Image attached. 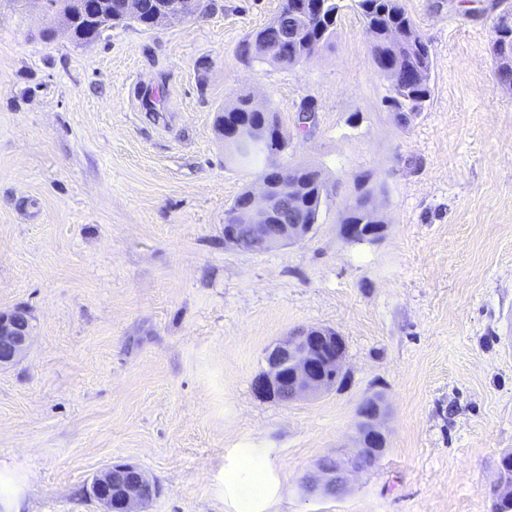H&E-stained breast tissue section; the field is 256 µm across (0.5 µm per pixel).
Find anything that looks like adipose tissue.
<instances>
[{
    "mask_svg": "<svg viewBox=\"0 0 512 512\" xmlns=\"http://www.w3.org/2000/svg\"><path fill=\"white\" fill-rule=\"evenodd\" d=\"M283 484L269 448H232L224 457L226 512H272Z\"/></svg>",
    "mask_w": 512,
    "mask_h": 512,
    "instance_id": "ef3b65f1",
    "label": "adipose tissue"
}]
</instances>
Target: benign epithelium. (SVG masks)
Segmentation results:
<instances>
[{
  "mask_svg": "<svg viewBox=\"0 0 512 512\" xmlns=\"http://www.w3.org/2000/svg\"><path fill=\"white\" fill-rule=\"evenodd\" d=\"M196 9L197 0H172L154 15L152 24L158 26L178 17H193ZM227 139L241 153L249 152L262 141L279 142L277 138L271 139L263 124L233 128ZM295 190L293 172L277 164L270 166L256 180L246 202L234 210L233 222L224 225L225 241L234 246L245 237L265 252L305 240L314 225L306 221L305 209L294 202ZM285 199L295 223L275 227L270 218L279 216ZM341 228L348 241L374 242L386 225L377 219L367 225L364 235L360 233V224H343ZM30 340L29 315L25 309L1 312L0 368L22 359ZM345 358L344 341L335 330L318 325L298 328L266 350L265 366L254 381V391L264 399H276L281 387L288 384L292 386V400L316 398L336 387L343 376ZM381 415V400L376 396L365 398L358 408L359 437L355 450L342 463L320 465L308 479L309 487L339 488L363 469L359 465L362 456L380 455L387 442L380 425ZM149 490L155 491L157 487L144 469L130 463H113L94 476L88 494L100 506L99 512H144Z\"/></svg>",
  "mask_w": 512,
  "mask_h": 512,
  "instance_id": "benign-epithelium-1",
  "label": "benign epithelium"
}]
</instances>
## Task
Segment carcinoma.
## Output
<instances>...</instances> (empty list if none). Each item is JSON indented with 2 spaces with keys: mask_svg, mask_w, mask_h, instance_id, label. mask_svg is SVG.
Returning a JSON list of instances; mask_svg holds the SVG:
<instances>
[{
  "mask_svg": "<svg viewBox=\"0 0 512 512\" xmlns=\"http://www.w3.org/2000/svg\"><path fill=\"white\" fill-rule=\"evenodd\" d=\"M76 0H44L45 12L56 16L60 21L70 23L72 38L83 43L89 37L101 36L108 28L123 23H137L151 26L150 20L124 17L118 7L112 14L103 13L90 20L77 11ZM314 0H281L276 15L257 33L253 39L240 46V53L261 62L291 68L303 64L328 46L336 34L340 12L350 7L359 13L364 26L371 32L373 42L370 53L379 73L390 82L392 95L389 97L393 119L399 125H406L412 114L424 110L430 98L429 52L422 45V36L408 15L402 0H324L322 7L313 9ZM403 35V42L394 41L393 30ZM512 45V26L497 28L496 38L491 46V54L498 64L497 80L500 85L512 89V65H501L503 44ZM400 71L389 75L394 64ZM264 123L274 132L282 130L277 112L267 105L255 103L248 95H240L231 106L220 115L218 128L222 133L240 124ZM229 159L239 167L261 174L268 158L264 153H256L250 158H239L228 154ZM290 170L299 173L298 194L302 204L308 209L309 220H318L322 203L318 179L322 172L313 165L298 164ZM370 192L357 196L349 206L344 224L370 223L368 205Z\"/></svg>",
  "mask_w": 512,
  "mask_h": 512,
  "instance_id": "carcinoma-1",
  "label": "carcinoma"
}]
</instances>
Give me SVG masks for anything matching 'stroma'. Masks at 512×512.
<instances>
[{"mask_svg": "<svg viewBox=\"0 0 512 512\" xmlns=\"http://www.w3.org/2000/svg\"><path fill=\"white\" fill-rule=\"evenodd\" d=\"M205 2L83 45L0 0V311L32 326L0 369V489L26 512H99L92 478L128 462L159 486L145 512H225V451L258 447L281 466L273 512H494L512 454V90L491 45L512 0H403L433 54L404 126L353 11L282 68L240 54L280 0ZM244 93L326 182L309 237L259 254L224 240L255 176L216 117ZM364 188L387 229L356 244L340 228ZM312 324L343 337L342 384L259 397L266 349ZM373 394L383 454L343 492L306 493Z\"/></svg>", "mask_w": 512, "mask_h": 512, "instance_id": "stroma-1", "label": "stroma"}]
</instances>
